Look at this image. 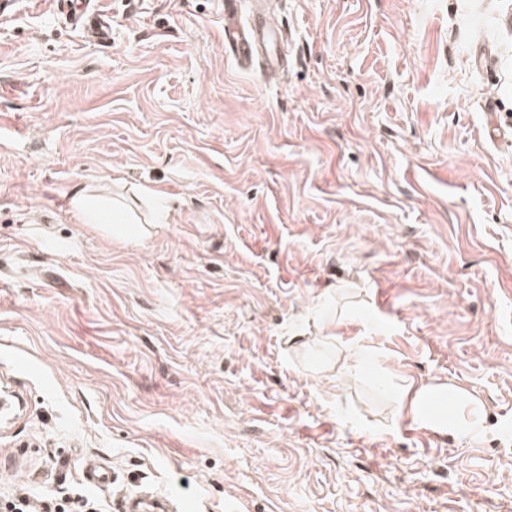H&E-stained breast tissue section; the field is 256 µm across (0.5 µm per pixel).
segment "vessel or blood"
<instances>
[{"instance_id": "1", "label": "vessel or blood", "mask_w": 512, "mask_h": 512, "mask_svg": "<svg viewBox=\"0 0 512 512\" xmlns=\"http://www.w3.org/2000/svg\"><path fill=\"white\" fill-rule=\"evenodd\" d=\"M65 15L74 27L89 38L103 42L110 38L112 27L106 16L96 11L92 0H61ZM284 37L263 13L243 17L240 0H224V49L240 63L266 71L278 70L285 57Z\"/></svg>"}]
</instances>
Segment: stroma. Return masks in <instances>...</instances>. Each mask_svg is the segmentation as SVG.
I'll use <instances>...</instances> for the list:
<instances>
[{
	"instance_id": "obj_1",
	"label": "stroma",
	"mask_w": 512,
	"mask_h": 512,
	"mask_svg": "<svg viewBox=\"0 0 512 512\" xmlns=\"http://www.w3.org/2000/svg\"><path fill=\"white\" fill-rule=\"evenodd\" d=\"M97 5L0 14V512H512V0H272L273 78L224 0ZM64 14L75 28L81 29L95 42H104L111 37L112 27L106 16L92 7V0H59ZM240 0H224V50L241 64L278 70L286 55L284 37L261 12L241 16ZM75 212L86 222L85 224H111L112 213L98 207L92 200L89 191L78 195L73 202ZM438 392L434 387H421L415 391L411 399V412L412 415L419 419L424 426H432L439 424V420L429 414L428 403L432 396Z\"/></svg>"
}]
</instances>
